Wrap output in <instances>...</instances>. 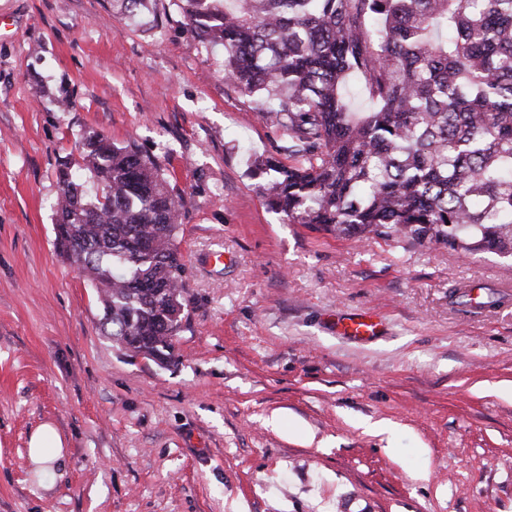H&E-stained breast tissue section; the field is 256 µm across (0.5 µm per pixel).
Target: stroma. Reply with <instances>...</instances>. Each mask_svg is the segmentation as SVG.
<instances>
[{
    "mask_svg": "<svg viewBox=\"0 0 512 512\" xmlns=\"http://www.w3.org/2000/svg\"><path fill=\"white\" fill-rule=\"evenodd\" d=\"M91 131L184 199L165 366L102 335L56 247ZM283 144L174 0L137 25L122 0H0V512H512V260L284 222L250 167ZM358 312L377 337L339 334ZM45 423L68 454L46 489ZM65 458L63 439L51 424L42 425L30 436L29 459L41 480L60 475L57 469L64 468Z\"/></svg>",
    "mask_w": 512,
    "mask_h": 512,
    "instance_id": "stroma-1",
    "label": "stroma"
}]
</instances>
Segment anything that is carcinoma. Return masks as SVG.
<instances>
[{
  "label": "carcinoma",
  "instance_id": "cac0c4a2",
  "mask_svg": "<svg viewBox=\"0 0 512 512\" xmlns=\"http://www.w3.org/2000/svg\"><path fill=\"white\" fill-rule=\"evenodd\" d=\"M177 2L285 137L291 163L253 164L284 221L512 258V0ZM60 179L56 244L103 332L173 361L190 302L179 190L158 159L94 131Z\"/></svg>",
  "mask_w": 512,
  "mask_h": 512
}]
</instances>
